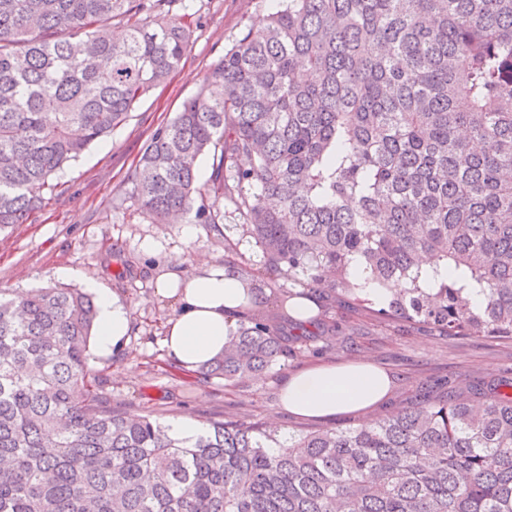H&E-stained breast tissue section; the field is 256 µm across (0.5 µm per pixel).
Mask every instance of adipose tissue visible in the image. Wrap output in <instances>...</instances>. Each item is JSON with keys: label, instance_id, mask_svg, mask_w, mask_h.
<instances>
[{"label": "adipose tissue", "instance_id": "ef3b65f1", "mask_svg": "<svg viewBox=\"0 0 512 512\" xmlns=\"http://www.w3.org/2000/svg\"><path fill=\"white\" fill-rule=\"evenodd\" d=\"M155 295L172 301L175 313L165 337L177 365L196 369L223 355L243 312L262 297L260 285L233 266L200 259L192 274L168 270L155 281ZM100 350L117 346L129 328V316L118 299L98 290ZM391 378L369 361L322 364L289 375L280 398L288 413L328 419L359 412L386 398Z\"/></svg>", "mask_w": 512, "mask_h": 512}]
</instances>
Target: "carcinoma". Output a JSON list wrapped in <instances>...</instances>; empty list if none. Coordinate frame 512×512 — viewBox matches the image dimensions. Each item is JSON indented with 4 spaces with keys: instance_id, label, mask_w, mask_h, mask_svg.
<instances>
[{
    "instance_id": "obj_1",
    "label": "carcinoma",
    "mask_w": 512,
    "mask_h": 512,
    "mask_svg": "<svg viewBox=\"0 0 512 512\" xmlns=\"http://www.w3.org/2000/svg\"><path fill=\"white\" fill-rule=\"evenodd\" d=\"M174 0H0V232L185 59ZM213 159L210 188L198 185ZM234 207L266 268L383 321L512 339V0H285L157 128L130 199L160 223ZM428 255L482 288L475 308ZM98 310L65 286L0 289V512H512V379L367 426L189 437L112 409L89 365ZM250 312L201 374L288 359Z\"/></svg>"
}]
</instances>
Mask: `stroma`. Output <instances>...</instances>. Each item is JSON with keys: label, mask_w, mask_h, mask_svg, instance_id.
<instances>
[{"label": "stroma", "mask_w": 512, "mask_h": 512, "mask_svg": "<svg viewBox=\"0 0 512 512\" xmlns=\"http://www.w3.org/2000/svg\"><path fill=\"white\" fill-rule=\"evenodd\" d=\"M280 0H175L174 15H192L194 35L181 67L161 87L142 98L127 121L94 143L64 172V190L41 211L0 234V288L28 290L50 284L114 293L128 311L130 327L108 354L93 352L90 366L112 405L128 417L162 423L187 417L212 421L265 422L284 432L366 425L447 385L459 391L482 386L512 371V340L485 336H441L427 326L385 322L338 298H320L316 320L307 323L306 341L292 344L284 365L225 384L213 376L178 366L164 345L174 313L155 297L161 270L190 272L195 258L225 260L232 245L237 268L248 270L269 294L257 308L280 324L279 299L291 292L287 280L267 272L253 239L234 213L220 228L195 227L185 241L178 223L156 224L129 198L135 164L154 130L170 121L182 103L200 90L212 64L241 30L256 26ZM156 245L153 254L143 242ZM368 360L394 380L388 397L366 410L331 420L298 417L280 405L288 374L320 363Z\"/></svg>", "instance_id": "1"}]
</instances>
